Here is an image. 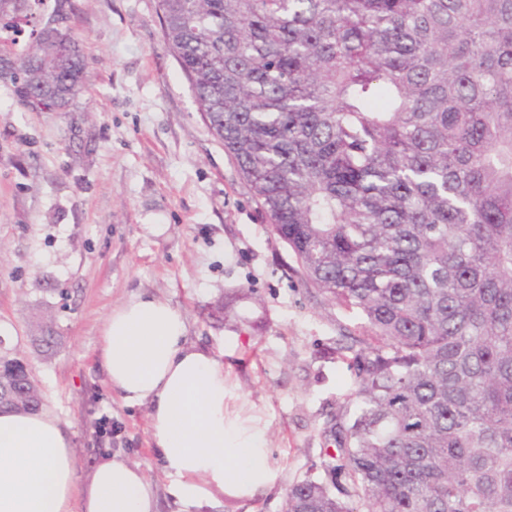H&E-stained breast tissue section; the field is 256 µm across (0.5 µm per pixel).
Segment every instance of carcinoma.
Wrapping results in <instances>:
<instances>
[{"label": "carcinoma", "mask_w": 512, "mask_h": 512, "mask_svg": "<svg viewBox=\"0 0 512 512\" xmlns=\"http://www.w3.org/2000/svg\"><path fill=\"white\" fill-rule=\"evenodd\" d=\"M44 2L0 0V82L62 112L87 62L42 31ZM158 8L272 231L363 318L354 406L287 512H512V0ZM29 392L0 406L36 412Z\"/></svg>", "instance_id": "1"}]
</instances>
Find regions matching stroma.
Here are the masks:
<instances>
[{"label":"stroma","mask_w":512,"mask_h":512,"mask_svg":"<svg viewBox=\"0 0 512 512\" xmlns=\"http://www.w3.org/2000/svg\"><path fill=\"white\" fill-rule=\"evenodd\" d=\"M70 17L87 58L73 105L36 112L0 83V356L26 362L78 475L122 453L159 512H179L145 407L112 392L101 362L113 308L145 292L169 301L188 343L223 359L227 405L263 430L273 474L255 497L217 492L197 512H286L291 485L325 459L327 417L352 404L345 346L361 319L272 232L167 47L157 0H70ZM45 327L50 351L34 342Z\"/></svg>","instance_id":"stroma-1"}]
</instances>
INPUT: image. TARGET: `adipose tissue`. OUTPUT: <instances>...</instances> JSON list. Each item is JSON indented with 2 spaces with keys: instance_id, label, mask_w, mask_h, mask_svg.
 <instances>
[{
  "instance_id": "1",
  "label": "adipose tissue",
  "mask_w": 512,
  "mask_h": 512,
  "mask_svg": "<svg viewBox=\"0 0 512 512\" xmlns=\"http://www.w3.org/2000/svg\"><path fill=\"white\" fill-rule=\"evenodd\" d=\"M110 387L131 406L148 410L150 440L181 504L228 490L253 497L266 486L268 456L259 427L225 410L224 364L186 342L182 312L140 294L114 308L102 336ZM156 512L151 483L120 455L77 479L61 417L53 410L0 409V512Z\"/></svg>"
}]
</instances>
